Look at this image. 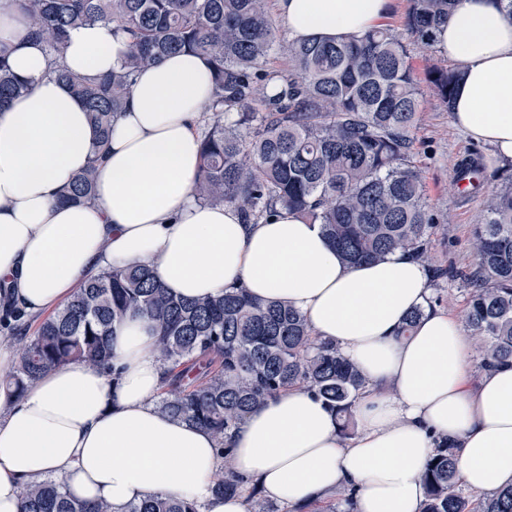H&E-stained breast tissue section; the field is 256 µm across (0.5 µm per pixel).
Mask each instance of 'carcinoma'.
<instances>
[{
    "mask_svg": "<svg viewBox=\"0 0 512 512\" xmlns=\"http://www.w3.org/2000/svg\"><path fill=\"white\" fill-rule=\"evenodd\" d=\"M456 0H409L406 31L426 45L448 20ZM30 35L52 55L50 73L85 106L97 132L84 170L62 200L92 199L112 121L123 111L135 75L177 52L208 58L213 94L201 133L202 166L196 199L230 204L244 223L258 224L279 209L320 225L350 265L375 262L400 250L421 261L436 282L448 270L430 255L434 218L414 161L420 110L417 83L403 34L381 26L349 41L279 38L268 0H19ZM111 24L129 37L120 66L94 79L60 65L72 28ZM280 51L287 64L265 66ZM447 105L460 78L457 66L428 73ZM0 49V111L28 92ZM485 195L472 248L476 268L460 273L468 285L466 324L482 343L483 370L512 362V173ZM475 193L488 181L479 163L453 172ZM146 316L164 368L158 405L170 416L212 432L224 468L215 494L239 491L230 469L229 431L282 389L300 385L334 412L341 434L354 430V402L364 378L331 343L314 336L304 316L276 302L253 299L244 288L219 297L181 299L146 267H111L87 278L74 295L28 334L30 316L8 306L0 328L14 337L18 362L0 371V390L20 398L41 375L74 362L119 377L109 336L129 313ZM422 512H512V485L475 493L461 484L456 448L442 444L423 473ZM20 512H113L102 499L74 496L55 479L29 482ZM124 512H199L188 500L162 495Z\"/></svg>",
    "mask_w": 512,
    "mask_h": 512,
    "instance_id": "carcinoma-1",
    "label": "carcinoma"
}]
</instances>
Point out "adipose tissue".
<instances>
[{
	"mask_svg": "<svg viewBox=\"0 0 512 512\" xmlns=\"http://www.w3.org/2000/svg\"><path fill=\"white\" fill-rule=\"evenodd\" d=\"M292 40L349 39L377 26L393 0H272ZM0 44L31 89L0 112V290L32 316L65 303L112 265L149 266L179 297L241 286L299 310L321 341L361 370L358 429L346 438L326 404L288 388L255 408L224 442L162 412L163 369L149 321L131 315L111 338L122 368L73 363L0 397V512H19L24 483L55 478L115 512L163 494L203 512H246V497L217 496L230 464L264 498L295 505L351 488L354 512H421V473L440 440L458 448L463 483L481 493L512 484V363L468 383L472 339L457 317L428 308L425 267L401 251L349 265L322 234L280 211L259 224L237 209L196 201L197 125L212 93L202 55L180 53L142 71L115 119L91 201L58 198L86 165L96 132L82 103L50 75L46 46L30 39L16 0H0ZM127 40L111 26L71 30L63 59L94 78L117 66ZM435 48L463 78L457 127L512 160V17L500 0H457ZM424 314L409 335L415 308Z\"/></svg>",
	"mask_w": 512,
	"mask_h": 512,
	"instance_id": "1",
	"label": "adipose tissue"
}]
</instances>
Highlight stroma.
I'll return each mask as SVG.
<instances>
[{
	"label": "stroma",
	"instance_id": "35a3bbf8",
	"mask_svg": "<svg viewBox=\"0 0 512 512\" xmlns=\"http://www.w3.org/2000/svg\"><path fill=\"white\" fill-rule=\"evenodd\" d=\"M409 49L421 101L414 131L415 161L422 171L425 196L437 227L431 238V252L437 264L468 272L476 266L472 234L481 220L483 198L458 191L452 181L453 170L465 157L474 158L490 172L507 168L508 163L496 155L492 146L473 141L458 129L433 92L427 74L432 68L448 65V58L414 42Z\"/></svg>",
	"mask_w": 512,
	"mask_h": 512
}]
</instances>
